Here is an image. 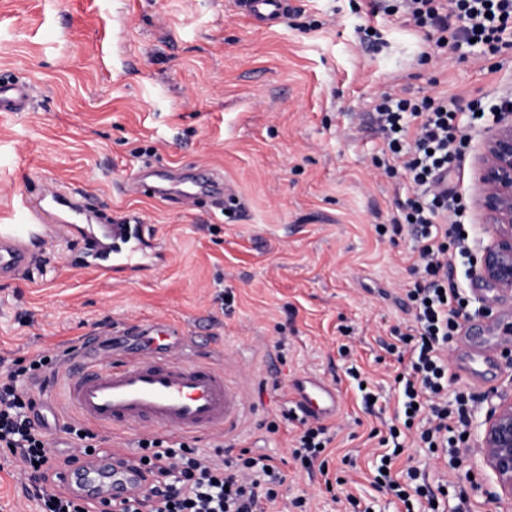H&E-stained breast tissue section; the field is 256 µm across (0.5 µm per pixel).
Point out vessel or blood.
<instances>
[{"label": "vessel or blood", "instance_id": "b4317fda", "mask_svg": "<svg viewBox=\"0 0 512 512\" xmlns=\"http://www.w3.org/2000/svg\"><path fill=\"white\" fill-rule=\"evenodd\" d=\"M240 13L267 26L279 23L288 0H235ZM35 100L33 87L25 82L0 81V112H24ZM206 185L168 178L161 192L180 203L192 204L207 193ZM59 199L55 187H45L35 214L21 224L0 225V278H10L29 268L37 248L44 244L51 227L42 215L76 225L89 244L81 262L101 270L115 280H126L144 270L151 259H162V244L152 243L148 225L123 219L101 224L87 198L73 192L64 213L52 205ZM126 336L147 337L150 351L127 357L113 355L112 346L99 338H86L65 380L64 397L89 424L108 429L138 427L179 433H229L244 413L240 390L227 379L222 368L208 361L187 357L177 326L163 320L126 323ZM307 413L324 419L339 410L335 386L314 378L299 383ZM88 492L106 489L110 499L121 501L137 481L130 466L115 459L77 472Z\"/></svg>", "mask_w": 512, "mask_h": 512}]
</instances>
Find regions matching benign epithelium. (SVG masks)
<instances>
[{
    "label": "benign epithelium",
    "instance_id": "benign-epithelium-1",
    "mask_svg": "<svg viewBox=\"0 0 512 512\" xmlns=\"http://www.w3.org/2000/svg\"><path fill=\"white\" fill-rule=\"evenodd\" d=\"M472 207L489 237L474 269L493 288L512 291V113L498 112L484 132L475 159ZM482 465L496 479L495 500H512V397L502 396L485 421Z\"/></svg>",
    "mask_w": 512,
    "mask_h": 512
}]
</instances>
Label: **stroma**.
<instances>
[{"label": "stroma", "mask_w": 512, "mask_h": 512, "mask_svg": "<svg viewBox=\"0 0 512 512\" xmlns=\"http://www.w3.org/2000/svg\"><path fill=\"white\" fill-rule=\"evenodd\" d=\"M366 3L290 0L267 28L234 0H0V79L37 91L29 111L0 112V224L46 185L76 187L105 218L138 214L167 253L160 268L109 283L72 265L83 242L60 229L36 264L0 280V356L50 352L126 319L179 324L244 393L237 447L274 457L308 512H403L373 477L399 408L405 367L385 345L413 319L417 243L409 227L390 229L409 191L378 168L369 114L384 95L488 110L512 94V49L452 54L403 18L367 15ZM370 26L379 43L367 41ZM457 123L464 142L448 182L465 206L469 254L450 281L476 299L461 327L476 346L449 351L448 389L479 401L456 460L408 432L394 470H424L452 498L478 480L475 512H512L488 496L494 479L475 453L491 405L512 394V293L473 266L487 241L470 202L489 121L463 110ZM138 170L211 174L234 198L218 208L207 196L184 206L135 193L125 179ZM303 375L340 394L324 474L291 454L306 417L292 382Z\"/></svg>", "instance_id": "stroma-1"}]
</instances>
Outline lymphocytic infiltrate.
<instances>
[{"mask_svg": "<svg viewBox=\"0 0 512 512\" xmlns=\"http://www.w3.org/2000/svg\"><path fill=\"white\" fill-rule=\"evenodd\" d=\"M385 11L404 13L416 26L430 27L441 49L454 52L473 41L493 53L512 48V0H392ZM372 119L385 144L380 166L387 175L403 174L415 193L404 204V216L422 239L414 265L420 278L407 292L415 308L413 323L387 346L390 354L408 361V372L397 377L403 424L389 426L388 437L380 441L387 452L374 484L393 494L404 512H440L446 486L431 490L415 467L408 468L402 482L391 469L403 451L399 437L405 429L415 430L417 443L430 453L456 454L455 429L465 424L468 412L467 396L448 394L446 355L464 311V299L448 279L454 255L467 252V239L461 225L447 221L459 213L458 193L436 187L460 153L456 112L442 98L415 102L386 95L375 104ZM72 353L68 347L27 359L0 357V449L11 453L22 491L39 512H86L80 487L65 492L61 486L74 464L95 455L104 442L103 436L69 420L61 426L68 451L59 453L50 447L36 409L33 389L58 376ZM332 441L325 425L305 424L292 455L305 467L327 472L322 455ZM134 445L137 455L131 465L142 471V481L123 501L101 499L99 512H268L280 501L294 512H306V497L288 496L286 476L274 458L252 456L247 448L234 453L220 444L207 450L187 435L148 433Z\"/></svg>", "mask_w": 512, "mask_h": 512, "instance_id": "1", "label": "lymphocytic infiltrate"}]
</instances>
